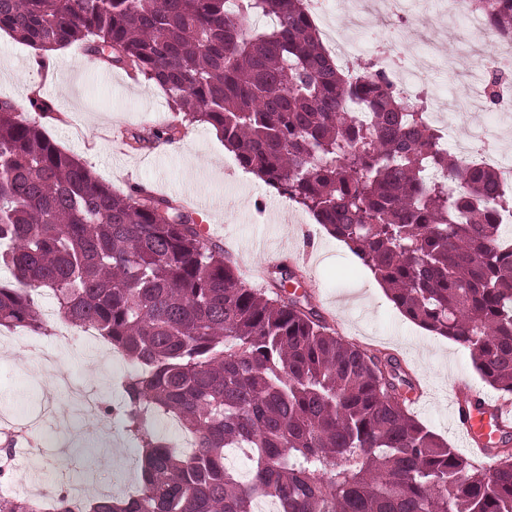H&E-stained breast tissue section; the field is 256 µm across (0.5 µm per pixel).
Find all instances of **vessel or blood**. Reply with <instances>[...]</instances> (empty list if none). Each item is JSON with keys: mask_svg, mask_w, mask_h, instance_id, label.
I'll use <instances>...</instances> for the list:
<instances>
[{"mask_svg": "<svg viewBox=\"0 0 512 512\" xmlns=\"http://www.w3.org/2000/svg\"><path fill=\"white\" fill-rule=\"evenodd\" d=\"M452 418L471 451L485 458L500 435L512 431V405L492 401L463 383L453 388Z\"/></svg>", "mask_w": 512, "mask_h": 512, "instance_id": "vessel-or-blood-1", "label": "vessel or blood"}]
</instances>
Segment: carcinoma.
Listing matches in <instances>:
<instances>
[{
	"instance_id": "1",
	"label": "carcinoma",
	"mask_w": 512,
	"mask_h": 512,
	"mask_svg": "<svg viewBox=\"0 0 512 512\" xmlns=\"http://www.w3.org/2000/svg\"><path fill=\"white\" fill-rule=\"evenodd\" d=\"M512 35V0H473ZM270 17L269 29L247 20ZM0 30L85 51L155 82L180 119L135 134L139 147L183 124L216 129L239 164L310 212L386 286L402 315L467 349L490 386L512 394V187L435 149L440 139L386 76L354 78L322 44L304 0H0ZM372 108L357 124L348 101ZM18 120L0 101V327L44 335L36 297L90 322L132 370L120 418L139 452L137 493L75 509L0 502V512H512V448L483 462L406 409L398 360L336 334L309 295L236 277L183 207L117 192L47 136L54 107ZM430 168L456 184L430 181ZM170 416L197 440L186 458L157 429ZM253 448L252 476L224 467Z\"/></svg>"
}]
</instances>
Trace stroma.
<instances>
[{
    "instance_id": "35a3bbf8",
    "label": "stroma",
    "mask_w": 512,
    "mask_h": 512,
    "mask_svg": "<svg viewBox=\"0 0 512 512\" xmlns=\"http://www.w3.org/2000/svg\"><path fill=\"white\" fill-rule=\"evenodd\" d=\"M442 15L427 14L425 23L404 30L406 48H415L421 32L443 26ZM447 29V28H444ZM451 54L466 46L485 48L481 31L463 25L447 29ZM27 46L0 32V100L11 101L21 118H32L31 93H40L58 111L44 120L61 149L80 158L114 190L138 184L158 197L188 204L204 241L223 245L239 279L252 288L266 287L257 274L274 256L299 270L304 290L339 336L364 348L395 355L424 389L412 407L416 419L462 448L451 419V390L467 381L498 399L497 390L483 386L469 351L434 335L403 317L389 296L373 290L371 272L349 249L330 236L313 216L260 179L227 173L234 162L213 129L195 123L183 127L178 139L153 149L134 150L128 135L150 129L148 112H168L167 98L155 83L132 80L122 69L88 57L79 44L66 46L49 73L35 75L26 67ZM36 350L5 345L0 340V414L19 423L37 417L44 408L63 412L65 400L48 388L52 375L43 356L85 383L108 388L112 365L87 345H74L56 334L36 336ZM122 455L102 463L95 438L75 425L67 437L52 436L46 448H34V463L16 475L18 484L41 483L51 488L85 483L90 475H105L115 485L132 484L138 450L116 432Z\"/></svg>"
}]
</instances>
